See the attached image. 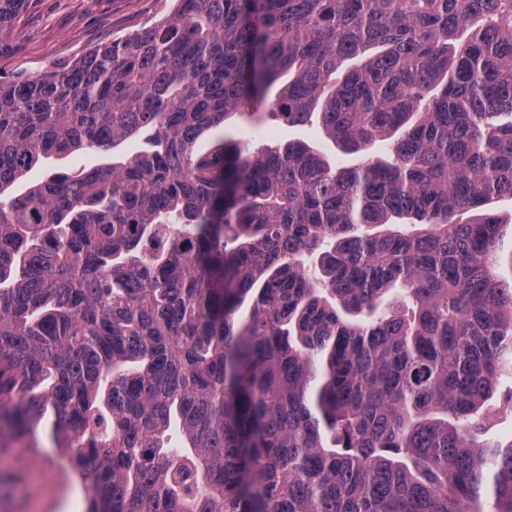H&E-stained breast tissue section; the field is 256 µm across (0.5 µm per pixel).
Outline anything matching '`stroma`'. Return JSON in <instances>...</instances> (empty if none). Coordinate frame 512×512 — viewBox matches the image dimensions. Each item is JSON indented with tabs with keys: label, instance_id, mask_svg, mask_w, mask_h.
Returning <instances> with one entry per match:
<instances>
[{
	"label": "stroma",
	"instance_id": "35a3bbf8",
	"mask_svg": "<svg viewBox=\"0 0 512 512\" xmlns=\"http://www.w3.org/2000/svg\"><path fill=\"white\" fill-rule=\"evenodd\" d=\"M173 0H29L20 32L0 53V76H33L53 64L73 62L105 41L154 26L169 15ZM236 134L251 147L292 138L319 142L318 125L291 127L263 116L240 121ZM86 492L63 463L41 456L24 443L0 454V512H83Z\"/></svg>",
	"mask_w": 512,
	"mask_h": 512
}]
</instances>
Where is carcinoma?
<instances>
[{"instance_id":"cac0c4a2","label":"carcinoma","mask_w":512,"mask_h":512,"mask_svg":"<svg viewBox=\"0 0 512 512\" xmlns=\"http://www.w3.org/2000/svg\"><path fill=\"white\" fill-rule=\"evenodd\" d=\"M506 194L512 0H175L0 80V437L52 414L86 512H512ZM236 126L238 127L235 128ZM229 127L231 128L229 132L234 130L237 137L248 141L252 149L265 145L274 146L292 138H301L322 145L316 121L313 125L290 127L281 118H273L265 114L262 119L258 120L257 126L240 119L234 124H229Z\"/></svg>"}]
</instances>
